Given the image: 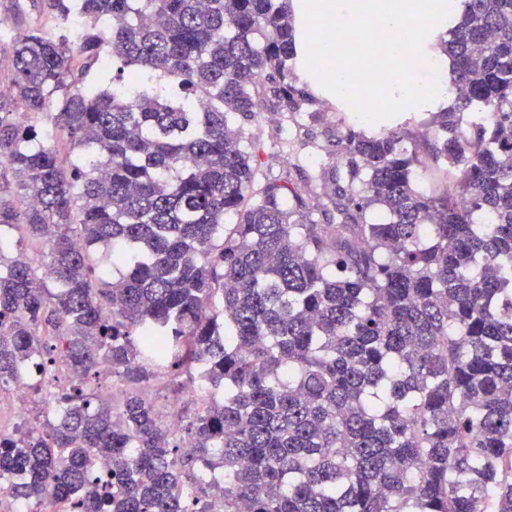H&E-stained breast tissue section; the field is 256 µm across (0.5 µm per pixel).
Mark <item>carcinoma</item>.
Masks as SVG:
<instances>
[{
  "mask_svg": "<svg viewBox=\"0 0 512 512\" xmlns=\"http://www.w3.org/2000/svg\"><path fill=\"white\" fill-rule=\"evenodd\" d=\"M31 3L51 25L0 47V390L79 384L0 435L11 496L512 512V0H460L439 43L454 107L415 127L340 114L332 162L306 176L316 203L300 164L259 174L252 126L268 107L319 118L291 75L289 0ZM420 138L437 195L417 188ZM6 230L41 246L42 274L6 255ZM104 365L118 407L90 388ZM158 380L204 384L193 417L172 413L189 448L160 422Z\"/></svg>",
  "mask_w": 512,
  "mask_h": 512,
  "instance_id": "cac0c4a2",
  "label": "carcinoma"
}]
</instances>
